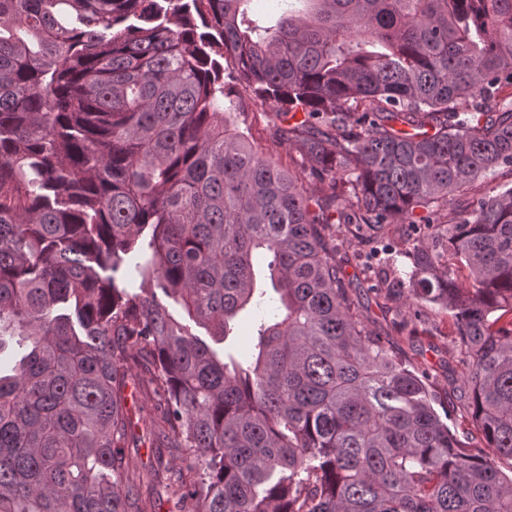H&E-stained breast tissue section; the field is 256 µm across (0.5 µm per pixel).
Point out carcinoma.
Masks as SVG:
<instances>
[{"instance_id":"carcinoma-1","label":"carcinoma","mask_w":512,"mask_h":512,"mask_svg":"<svg viewBox=\"0 0 512 512\" xmlns=\"http://www.w3.org/2000/svg\"><path fill=\"white\" fill-rule=\"evenodd\" d=\"M250 2L0 0V353L27 347L0 364V512H154L159 470H128L149 365L178 512H512L330 245L450 312L457 398L512 460V0ZM267 297L249 361L192 332ZM240 119H245L252 139L255 142L260 141L275 157H279L283 164L288 165L292 163L291 157L295 160H300L299 153L293 147L280 143L275 138L273 123L268 113L261 112L259 108L251 106V110L244 116H241Z\"/></svg>"}]
</instances>
